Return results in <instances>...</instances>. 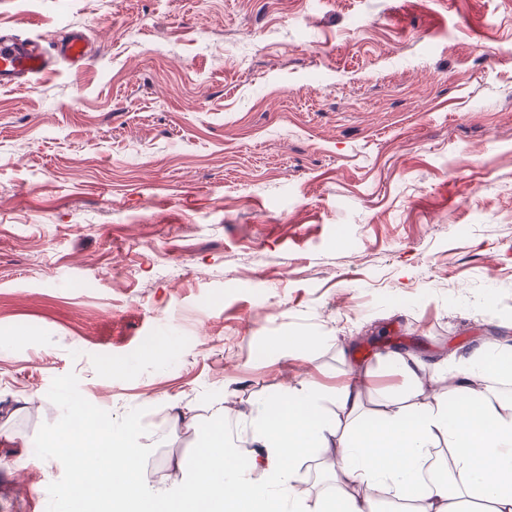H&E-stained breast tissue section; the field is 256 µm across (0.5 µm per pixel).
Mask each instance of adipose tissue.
<instances>
[{"label":"adipose tissue","instance_id":"ef3b65f1","mask_svg":"<svg viewBox=\"0 0 512 512\" xmlns=\"http://www.w3.org/2000/svg\"><path fill=\"white\" fill-rule=\"evenodd\" d=\"M389 363L410 384L407 403L368 427L359 423L363 390L356 383L329 391L303 382L266 400L249 416L258 450L247 470L239 469L226 436L231 413L218 407L196 425L206 444L174 496L141 489L140 448L103 432L85 413L83 432L66 447L82 460L67 489L68 512H84L94 497L131 502L133 512H375L380 498L415 512H469L476 500L489 502L491 512H512V402L472 385L477 376L512 378V351L484 344L458 355L454 384L434 400L425 395L431 369L400 353ZM327 398L339 410L336 419L318 414ZM439 447L448 450L459 482L423 481ZM310 453L337 461L342 479L333 493L311 495L301 470Z\"/></svg>","mask_w":512,"mask_h":512}]
</instances>
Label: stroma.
<instances>
[{"mask_svg":"<svg viewBox=\"0 0 512 512\" xmlns=\"http://www.w3.org/2000/svg\"><path fill=\"white\" fill-rule=\"evenodd\" d=\"M80 69L0 88V512H59L72 405L141 448L512 344V0H0ZM314 337L307 350L282 348Z\"/></svg>","mask_w":512,"mask_h":512,"instance_id":"stroma-1","label":"stroma"}]
</instances>
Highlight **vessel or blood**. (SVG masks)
Masks as SVG:
<instances>
[{"label": "vessel or blood", "mask_w": 512, "mask_h": 512, "mask_svg": "<svg viewBox=\"0 0 512 512\" xmlns=\"http://www.w3.org/2000/svg\"><path fill=\"white\" fill-rule=\"evenodd\" d=\"M87 59L88 39L80 30L71 31L51 49L34 38L4 32L0 34V87L31 83L61 62L79 68Z\"/></svg>", "instance_id": "obj_1"}]
</instances>
